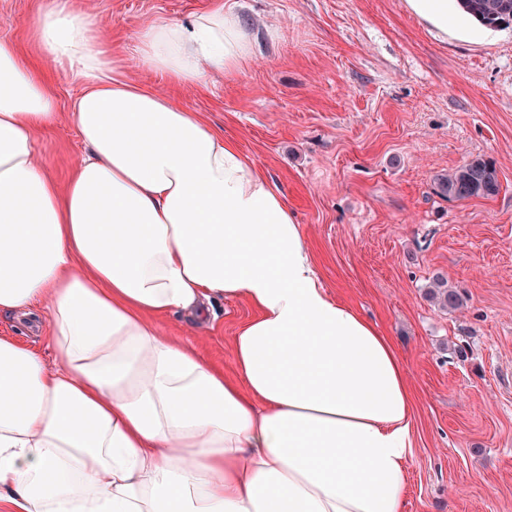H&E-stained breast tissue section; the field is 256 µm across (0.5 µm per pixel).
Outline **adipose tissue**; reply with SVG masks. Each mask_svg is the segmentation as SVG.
Here are the masks:
<instances>
[{
  "mask_svg": "<svg viewBox=\"0 0 512 512\" xmlns=\"http://www.w3.org/2000/svg\"><path fill=\"white\" fill-rule=\"evenodd\" d=\"M82 83L67 185L38 157L57 102L0 39V315L46 314L54 360L0 336V503L10 512H404L411 392L389 339L333 296L257 164L119 73L96 17L30 26ZM236 12L145 22L139 59L179 86L252 56ZM256 315L234 375L161 318Z\"/></svg>",
  "mask_w": 512,
  "mask_h": 512,
  "instance_id": "obj_1",
  "label": "adipose tissue"
}]
</instances>
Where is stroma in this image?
Wrapping results in <instances>:
<instances>
[{
    "instance_id": "obj_1",
    "label": "stroma",
    "mask_w": 512,
    "mask_h": 512,
    "mask_svg": "<svg viewBox=\"0 0 512 512\" xmlns=\"http://www.w3.org/2000/svg\"><path fill=\"white\" fill-rule=\"evenodd\" d=\"M112 37L124 77L197 112L277 184L330 292L394 343L414 405L405 512H512V24L449 14L441 32L406 0H227L252 36L235 76L177 87L137 57L142 23L190 21L214 0H66ZM59 0H0V38L33 58L58 101L37 137L66 182L84 154L70 110L82 86L30 38ZM493 161L488 198L441 197L434 179ZM463 299L446 311L436 277ZM255 315L228 300L166 333L234 371L231 338Z\"/></svg>"
}]
</instances>
